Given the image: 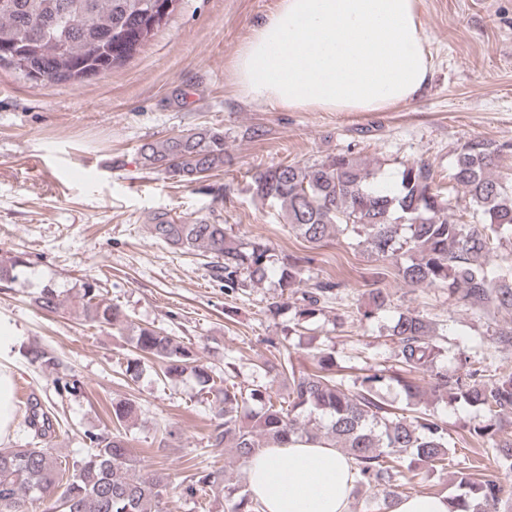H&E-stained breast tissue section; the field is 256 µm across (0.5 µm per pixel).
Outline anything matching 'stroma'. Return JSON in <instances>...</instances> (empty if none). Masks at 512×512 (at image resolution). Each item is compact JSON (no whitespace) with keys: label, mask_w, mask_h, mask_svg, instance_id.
<instances>
[{"label":"stroma","mask_w":512,"mask_h":512,"mask_svg":"<svg viewBox=\"0 0 512 512\" xmlns=\"http://www.w3.org/2000/svg\"><path fill=\"white\" fill-rule=\"evenodd\" d=\"M278 0H179L167 25L124 64L87 83L34 84L0 67V256L22 253L25 272L0 283V325L13 338L14 429L1 442L28 441L31 402L55 407L51 445L82 456L88 434L112 428L113 401L131 399L141 412L126 433L139 468L172 480L164 512H230L231 499L182 495V479L198 470L245 466L224 448L208 445L211 412L192 376L161 380L153 368L126 375L129 335L83 324L75 315L79 289L98 280L109 299L138 325H153L193 342L213 370L235 359L239 379H255L256 364L284 341L298 370L314 368L317 349L335 352L339 375L353 379L395 363L390 328L398 313L415 311L433 322L438 346L472 354L473 339L498 371H512V310L477 313L444 288H410L387 259L351 249L338 231L320 247L297 235L275 207L251 194L256 170L286 161L315 163L347 152L394 175L399 162L423 158L438 176L470 140L509 144L494 168L512 181V0H420L431 56L423 91L381 112L285 110L245 98L232 63L252 28ZM224 127L233 165L209 180L182 186L142 167L138 147L203 124ZM208 217L240 242H267L279 256H307L310 281L338 287L302 328L294 312L271 316L281 302L277 273L244 294H225L211 259L150 240L151 213ZM59 288L63 306L36 309L43 286ZM391 308L362 322L359 307L375 287ZM52 350L56 372L24 356L27 347ZM77 389L59 390V382Z\"/></svg>","instance_id":"1"}]
</instances>
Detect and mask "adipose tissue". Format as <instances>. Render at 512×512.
I'll return each instance as SVG.
<instances>
[{
	"mask_svg": "<svg viewBox=\"0 0 512 512\" xmlns=\"http://www.w3.org/2000/svg\"><path fill=\"white\" fill-rule=\"evenodd\" d=\"M419 0H278L234 62L251 101L324 112H378L409 101L430 65ZM12 338L0 330V440L14 424ZM262 512H348L356 482L342 452L267 448L246 465Z\"/></svg>",
	"mask_w": 512,
	"mask_h": 512,
	"instance_id": "obj_1",
	"label": "adipose tissue"
}]
</instances>
